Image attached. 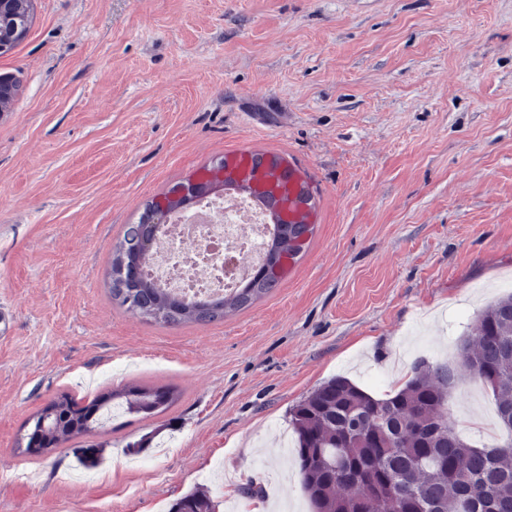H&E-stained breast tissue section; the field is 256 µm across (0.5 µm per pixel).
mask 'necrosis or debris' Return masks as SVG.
<instances>
[{
	"mask_svg": "<svg viewBox=\"0 0 512 512\" xmlns=\"http://www.w3.org/2000/svg\"><path fill=\"white\" fill-rule=\"evenodd\" d=\"M272 232L268 218L246 196H211L171 218L148 273L186 299L222 295L251 273Z\"/></svg>",
	"mask_w": 512,
	"mask_h": 512,
	"instance_id": "1",
	"label": "necrosis or debris"
}]
</instances>
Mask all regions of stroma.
Wrapping results in <instances>:
<instances>
[{
	"label": "stroma",
	"mask_w": 512,
	"mask_h": 512,
	"mask_svg": "<svg viewBox=\"0 0 512 512\" xmlns=\"http://www.w3.org/2000/svg\"><path fill=\"white\" fill-rule=\"evenodd\" d=\"M4 73L0 512H168L197 489L216 512H311L292 409L335 376L383 398L458 363L512 293V0H33ZM236 149L307 176L314 235L223 320L134 317L110 294L126 226ZM127 385L176 399L18 449L61 393ZM450 401L471 444L502 439L472 372Z\"/></svg>",
	"instance_id": "35a3bbf8"
}]
</instances>
